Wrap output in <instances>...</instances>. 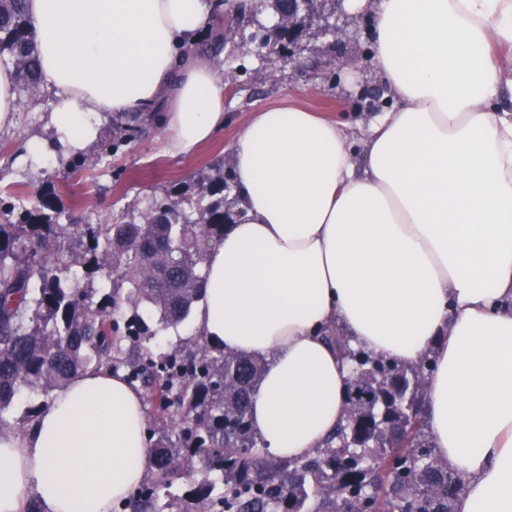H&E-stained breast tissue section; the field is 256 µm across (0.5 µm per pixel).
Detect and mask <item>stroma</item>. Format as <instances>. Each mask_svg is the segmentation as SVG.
<instances>
[{
	"label": "stroma",
	"instance_id": "1",
	"mask_svg": "<svg viewBox=\"0 0 512 512\" xmlns=\"http://www.w3.org/2000/svg\"><path fill=\"white\" fill-rule=\"evenodd\" d=\"M370 26L367 11L352 8L349 0H324L303 37L298 64L280 57L272 44H227L214 64L228 91L224 109L230 119L191 157L165 154L162 135L153 126L130 143L113 146L112 125L106 122L96 140L70 158L43 167L26 164L29 141H56L48 121L54 96L46 89L33 99L19 94V123L0 133V210L30 207L51 187L73 221L109 223L122 209L144 206L161 188L191 180L217 160H231L232 144L256 109L294 104L326 118L368 125L392 107L371 67Z\"/></svg>",
	"mask_w": 512,
	"mask_h": 512
}]
</instances>
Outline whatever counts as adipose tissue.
I'll list each match as a JSON object with an SVG mask.
<instances>
[{
    "label": "adipose tissue",
    "mask_w": 512,
    "mask_h": 512,
    "mask_svg": "<svg viewBox=\"0 0 512 512\" xmlns=\"http://www.w3.org/2000/svg\"><path fill=\"white\" fill-rule=\"evenodd\" d=\"M372 61L396 102L364 139L290 105L253 112L233 145L243 214L203 266L196 331L262 357L251 417L300 458L345 417L349 369L324 338L408 364L438 355L425 420L465 480L456 512H512V0H373ZM50 122L68 155L102 114L140 113L167 152L223 130L224 84L194 52L215 0H26ZM141 393L88 371L33 427L0 433V512H112L149 448Z\"/></svg>",
    "instance_id": "obj_1"
}]
</instances>
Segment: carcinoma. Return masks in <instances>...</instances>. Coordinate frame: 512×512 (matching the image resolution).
<instances>
[{"label": "carcinoma", "instance_id": "obj_1", "mask_svg": "<svg viewBox=\"0 0 512 512\" xmlns=\"http://www.w3.org/2000/svg\"><path fill=\"white\" fill-rule=\"evenodd\" d=\"M277 16L271 39L317 11ZM253 11L229 5L221 44L254 40L241 29ZM0 58L18 85L35 94L40 73L25 0H0ZM149 123L132 114L113 144L133 141ZM232 171H202L190 184L163 189L143 210L111 224H62L55 189L30 208L0 213V423L25 390L49 396L89 369L121 373L144 391L156 432L146 474L113 512H454L463 482L433 451L426 429V383L435 357L406 365L325 337L350 365L345 423L323 447L298 460L258 448L250 405L265 367L260 357L206 344L155 352L159 332L187 322L203 295L201 267L235 215ZM69 260L50 262L64 242ZM121 270L126 287L83 288Z\"/></svg>", "mask_w": 512, "mask_h": 512}]
</instances>
